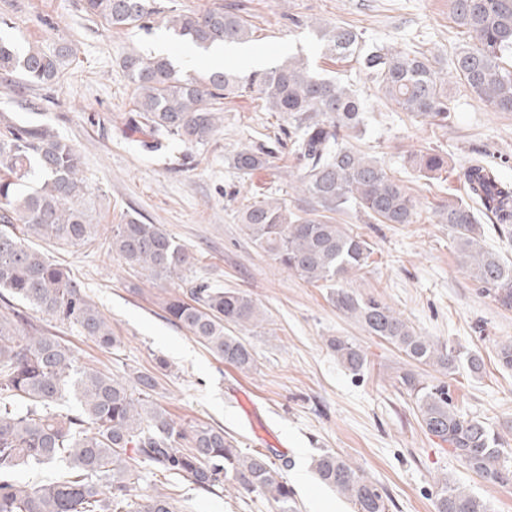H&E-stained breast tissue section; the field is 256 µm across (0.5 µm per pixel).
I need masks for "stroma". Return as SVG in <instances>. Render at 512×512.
Instances as JSON below:
<instances>
[{
  "label": "stroma",
  "mask_w": 512,
  "mask_h": 512,
  "mask_svg": "<svg viewBox=\"0 0 512 512\" xmlns=\"http://www.w3.org/2000/svg\"><path fill=\"white\" fill-rule=\"evenodd\" d=\"M170 2L185 12L241 7L253 26L249 47L267 64L301 53L320 72L358 90L365 127L349 144L377 157L409 187L418 214L411 224H368L353 210L339 216V223L373 247L367 267L348 286L400 311L418 333L454 347L458 367L445 376L414 364L337 310L328 289L279 266L244 234L237 219L244 206L267 196L297 203L290 187L293 162L274 140L287 127L279 113L248 96L230 97L219 130L206 144L189 148L174 141L166 151L150 152L122 136L121 119L134 105L123 59L133 49L152 52L165 24L156 22L148 32L111 28L86 12L85 0H0V19L12 23L21 43L46 52L63 41L74 48L58 82L11 88L0 75V113L46 125L78 147L83 177L95 190L92 215L102 236L131 215L161 225L198 256L190 280L250 294L270 323L246 332L256 363L240 371L165 313L163 299L182 292L181 282L152 284L98 244L64 251L50 246L46 252L72 271L107 316L119 348L102 350L78 327L46 315L32 314V322L67 341L78 363L118 376L151 368L159 357L167 360L171 370L160 376L154 404L184 426H222L242 452L284 449L292 461L287 478L297 512H354L350 501L311 470L313 457L324 449L354 462L382 487L389 512H435L442 478L486 501L490 512H512V484L482 479L426 433L400 384L409 370L428 383H446L460 413L483 421L503 447L512 448V369L496 356L497 344L512 340V309L472 279L451 231L435 216L438 206L462 196L457 174L474 158L493 164L512 183V112L494 111L450 78L453 112L445 125L430 124L387 102L354 59L322 54L311 29L315 22L353 26L366 44L418 50L447 74L456 47L466 40L449 0H158L162 6ZM256 147L273 151L272 167L247 176L231 167L235 153ZM431 149L447 167L428 179L408 159ZM330 336H346L363 347L368 364L361 373L337 363L325 346ZM471 352L482 356V374L470 373ZM169 483L190 512H276L262 494L228 489L213 495L177 476L144 478L137 492L147 495Z\"/></svg>",
  "instance_id": "stroma-1"
}]
</instances>
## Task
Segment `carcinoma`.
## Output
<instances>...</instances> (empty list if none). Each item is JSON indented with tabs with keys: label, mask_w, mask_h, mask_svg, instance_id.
Here are the masks:
<instances>
[{
	"label": "carcinoma",
	"mask_w": 512,
	"mask_h": 512,
	"mask_svg": "<svg viewBox=\"0 0 512 512\" xmlns=\"http://www.w3.org/2000/svg\"><path fill=\"white\" fill-rule=\"evenodd\" d=\"M155 0H86V11L112 28H148L161 14ZM454 21L470 41L451 59L462 84L496 112H512V0H450ZM177 38L201 51L250 40L251 26L238 11L222 7L178 12L165 20ZM325 54L356 58L384 98L398 109L432 124L448 121L452 111L448 79L423 53L385 46L364 49L362 33L352 26L315 27ZM72 55L62 43L47 53L21 47L0 35V74H16L31 85L57 81ZM124 68L133 85L135 109L124 116L123 134L145 136L151 152L177 139L205 144L218 130L222 100L254 94L288 123L289 154L297 161L294 189L311 203L296 211L284 198L257 200L241 210L238 221L248 238L277 264L304 281L330 289L340 312L372 336L403 352L412 362L456 369L458 355L448 345L423 336L383 301L358 296L342 282L367 266L371 244L337 223L335 215L354 208L379 224H411L417 201L388 175L374 157L347 145L363 130L364 105L343 82L316 72L308 58L291 55L248 75L212 70L196 78L167 55L132 50ZM272 153L243 149L230 164L247 175L272 166ZM433 175L446 161L436 152L413 159ZM467 201L453 199L436 210L448 225L456 252L482 288L501 306L512 308V264L482 244L478 217L512 224V185L493 167L471 164L460 174ZM90 190L81 175L73 144L44 125L0 120V512H177L175 499L156 492L140 502L134 491L142 474L180 476L207 492L235 489L262 493L277 512H294L285 470L261 452L244 454L224 428L184 427L163 408L148 402L158 373L168 367L135 369L118 377L94 365L76 366L74 351L62 339L22 323L14 301L79 327L104 350L120 345L112 324L71 278L66 266L50 260L39 243L58 249L95 244L98 225L89 215ZM109 251L147 280H182L197 265L195 254L157 224L130 216L112 225ZM170 320L241 371L255 365L252 346L233 333L257 328L264 312L251 295L199 283L164 301ZM327 349L346 369L358 373L368 363L361 345L344 336L326 340ZM414 396L417 417L427 433L448 444L469 470L493 483L512 484L508 450L484 422L466 418L451 403L448 388L403 375ZM70 392L74 413L57 411ZM64 465L43 484H22V466ZM319 480L350 499L356 512H386L382 491L363 472L331 451L313 459ZM436 512H489L485 502L443 479Z\"/></svg>",
	"instance_id": "1"
}]
</instances>
